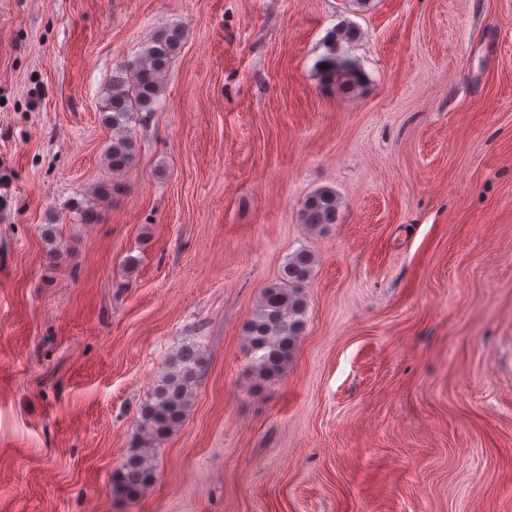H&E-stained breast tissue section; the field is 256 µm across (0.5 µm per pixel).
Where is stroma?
<instances>
[{"instance_id":"1","label":"stroma","mask_w":512,"mask_h":512,"mask_svg":"<svg viewBox=\"0 0 512 512\" xmlns=\"http://www.w3.org/2000/svg\"><path fill=\"white\" fill-rule=\"evenodd\" d=\"M343 23L355 94L318 69ZM173 25L112 170V70ZM301 249L306 326L263 381L243 326ZM0 512H512V0H0ZM341 202L336 191L322 187L310 193L302 202L300 220L310 227L336 223ZM205 369L206 357L198 343L183 344L170 357L152 395L140 407V430L147 440L160 439L184 422ZM150 448H136L115 473V486L129 496L137 495L153 478Z\"/></svg>"}]
</instances>
